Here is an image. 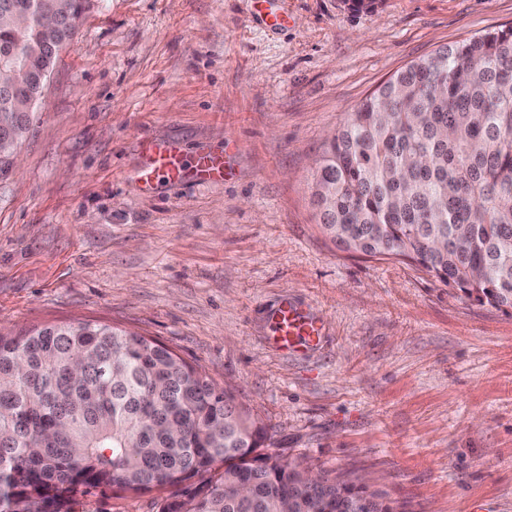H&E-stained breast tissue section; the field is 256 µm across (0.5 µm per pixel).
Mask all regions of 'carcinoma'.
I'll list each match as a JSON object with an SVG mask.
<instances>
[{"instance_id": "carcinoma-1", "label": "carcinoma", "mask_w": 512, "mask_h": 512, "mask_svg": "<svg viewBox=\"0 0 512 512\" xmlns=\"http://www.w3.org/2000/svg\"><path fill=\"white\" fill-rule=\"evenodd\" d=\"M95 0H0V174ZM319 226L481 306L512 310V27L412 61L316 164ZM263 427L201 369L101 323L0 334V512H72L100 486L178 491L158 512H395L362 483L258 453Z\"/></svg>"}]
</instances>
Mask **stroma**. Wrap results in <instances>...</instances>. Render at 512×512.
<instances>
[{
  "label": "stroma",
  "instance_id": "1",
  "mask_svg": "<svg viewBox=\"0 0 512 512\" xmlns=\"http://www.w3.org/2000/svg\"><path fill=\"white\" fill-rule=\"evenodd\" d=\"M512 26V0H97L0 178V331L155 338L264 426L269 451L397 512H512V312L318 224L317 160L410 61ZM154 138L224 181L144 185ZM319 344L271 340L282 302ZM92 489L74 512H158ZM226 175L224 156L205 150L199 153L193 167L194 177L220 181L224 180Z\"/></svg>",
  "mask_w": 512,
  "mask_h": 512
}]
</instances>
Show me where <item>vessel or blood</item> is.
Wrapping results in <instances>:
<instances>
[{
	"instance_id": "1",
	"label": "vessel or blood",
	"mask_w": 512,
	"mask_h": 512,
	"mask_svg": "<svg viewBox=\"0 0 512 512\" xmlns=\"http://www.w3.org/2000/svg\"><path fill=\"white\" fill-rule=\"evenodd\" d=\"M143 150L150 161L147 175L151 178L179 182L190 172L200 179L220 181L227 174L223 156L209 151L200 152L193 169L188 171L185 170L177 149L169 143L148 142L144 144ZM272 334L276 344L284 349L293 347L300 340L313 346L321 339L322 326L310 314L285 302L274 316Z\"/></svg>"
}]
</instances>
